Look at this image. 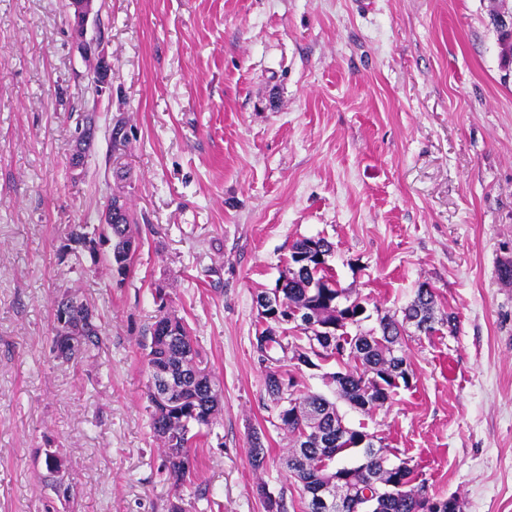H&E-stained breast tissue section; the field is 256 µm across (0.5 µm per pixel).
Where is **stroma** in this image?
<instances>
[{
    "label": "stroma",
    "instance_id": "obj_1",
    "mask_svg": "<svg viewBox=\"0 0 512 512\" xmlns=\"http://www.w3.org/2000/svg\"><path fill=\"white\" fill-rule=\"evenodd\" d=\"M66 3L0 0V512H167L142 348L159 288L221 390L178 492L188 512H265L260 483L302 512L253 342L257 297L303 237L335 243L364 328L424 282L456 320L407 337L409 387L370 416L338 402L344 422L460 512H512V78L492 0H98L99 97ZM72 112L98 125L78 177ZM113 195L141 237L120 288L60 255L67 225H99ZM67 290L105 328L78 363L52 353ZM49 450L70 497L44 479Z\"/></svg>",
    "mask_w": 512,
    "mask_h": 512
}]
</instances>
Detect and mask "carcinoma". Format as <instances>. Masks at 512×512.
Masks as SVG:
<instances>
[{"label":"carcinoma","instance_id":"cac0c4a2","mask_svg":"<svg viewBox=\"0 0 512 512\" xmlns=\"http://www.w3.org/2000/svg\"><path fill=\"white\" fill-rule=\"evenodd\" d=\"M492 25L498 32L501 63L507 70L509 60L505 50L512 45V28L502 27L495 21ZM99 238L111 242L103 263L112 277L116 270H122L123 279L116 282L120 287L125 283L124 277L128 276L135 257L133 253H127L125 247L129 240L138 239L133 214L126 204L113 210L112 223L101 229ZM334 251V243L324 237L301 238L292 244L288 272L274 296L280 309L279 320L261 313L264 323L254 336V348L263 361L279 363L291 358L296 361V368L301 365L318 368L320 363L342 356L343 370L331 375L336 391L350 405L368 414L390 400L400 386L408 385L410 364L404 349L406 324L416 319L425 324V333L435 332V295L430 288H419L412 302L404 308L402 319L386 314L378 317V328L363 331L360 326L365 320L366 308L360 302L350 300L346 289L338 287L328 265V258ZM63 307L69 311L70 326L76 330L79 340L75 349L62 358L78 361L91 357L102 345V326L88 321L90 305L69 291L54 301V311ZM297 309L321 324L340 327L341 343L326 344L309 334L303 338L287 336L280 325L289 322ZM168 316L182 333L165 338L158 336L163 320L158 315L149 328L150 342L145 345V350L148 368L162 370L176 401L170 404L159 398L162 383L153 373L150 374L147 399L152 433L163 447L164 468L176 490L168 512H186L178 490L192 483L197 470L196 458L190 452L192 440L197 437L192 428L201 429L212 423L219 411V395L210 374L197 364L199 354L187 323L171 312ZM349 325L356 328L355 333L346 331ZM301 339L305 343H299ZM274 350L281 351L282 357H271L270 352ZM283 377L285 373L277 367L268 371L264 379L271 402L280 410L283 409L280 405V380ZM287 386L295 402L292 409L301 413L309 409L317 414L311 424L296 418L281 420L283 429L292 436L287 466L304 504V512H317L306 493L304 466L322 464L338 449L343 456L354 450L361 453L358 464L341 467L334 483L337 493L353 504L366 506L369 512H427L430 503L439 502L446 507L445 512H459L456 498H441L429 491L421 470L381 466L382 446L374 442L376 435L348 427L336 403L320 393L298 389L291 375ZM412 480L420 486L421 500L389 493L388 485Z\"/></svg>","mask_w":512,"mask_h":512}]
</instances>
